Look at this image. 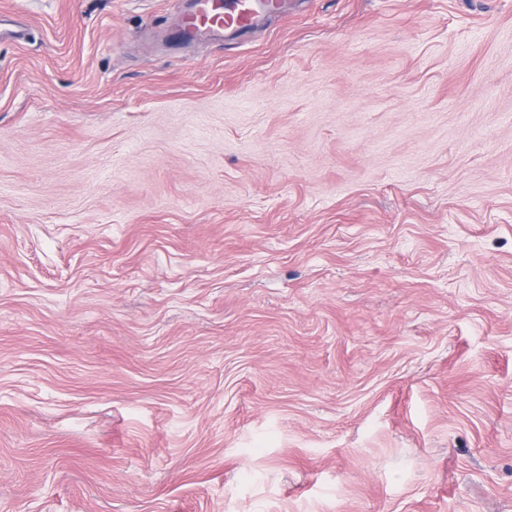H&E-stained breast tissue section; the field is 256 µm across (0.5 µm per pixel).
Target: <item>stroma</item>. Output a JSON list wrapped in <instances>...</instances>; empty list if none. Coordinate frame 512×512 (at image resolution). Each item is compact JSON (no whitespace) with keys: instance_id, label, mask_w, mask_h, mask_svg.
<instances>
[{"instance_id":"1","label":"stroma","mask_w":512,"mask_h":512,"mask_svg":"<svg viewBox=\"0 0 512 512\" xmlns=\"http://www.w3.org/2000/svg\"><path fill=\"white\" fill-rule=\"evenodd\" d=\"M0 0V512H512V0ZM287 0H195L183 20L189 36L212 33L243 36L261 27L270 17L286 12Z\"/></svg>"}]
</instances>
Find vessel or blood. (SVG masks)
I'll list each match as a JSON object with an SVG mask.
<instances>
[{
	"label": "vessel or blood",
	"mask_w": 512,
	"mask_h": 512,
	"mask_svg": "<svg viewBox=\"0 0 512 512\" xmlns=\"http://www.w3.org/2000/svg\"><path fill=\"white\" fill-rule=\"evenodd\" d=\"M285 11L286 0H195L183 28L190 36L221 32L243 36Z\"/></svg>",
	"instance_id": "obj_1"
}]
</instances>
